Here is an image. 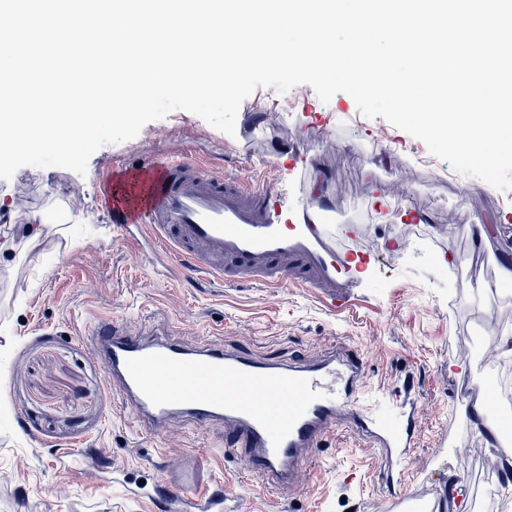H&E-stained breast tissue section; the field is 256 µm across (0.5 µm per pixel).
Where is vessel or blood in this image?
Masks as SVG:
<instances>
[{
	"mask_svg": "<svg viewBox=\"0 0 512 512\" xmlns=\"http://www.w3.org/2000/svg\"><path fill=\"white\" fill-rule=\"evenodd\" d=\"M112 220L122 232L147 231L171 277L205 274L266 288L292 284L319 292L331 308L348 306L360 283L354 250L340 244L318 207L288 204L281 191L220 172L195 157L129 159L104 182ZM94 351L120 382L141 422L180 411L202 426L223 424L226 443L261 487L290 482L304 449L319 447L343 413L373 448L409 446L419 428L413 411L353 412L363 387L361 357L340 349L288 365L208 346L128 335L112 321L92 330ZM167 512H223L224 496L169 491Z\"/></svg>",
	"mask_w": 512,
	"mask_h": 512,
	"instance_id": "vessel-or-blood-1",
	"label": "vessel or blood"
}]
</instances>
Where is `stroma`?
<instances>
[{
    "label": "stroma",
    "instance_id": "1",
    "mask_svg": "<svg viewBox=\"0 0 512 512\" xmlns=\"http://www.w3.org/2000/svg\"><path fill=\"white\" fill-rule=\"evenodd\" d=\"M307 159L291 174L287 151ZM189 152L328 207L338 239L356 238L362 286L353 304L330 310L310 288L272 289L189 275L167 278L149 241L131 244L104 203L103 177L133 157ZM447 162L387 120L362 115L347 93L322 101L300 84L286 93L257 88L241 104L234 135L176 110L128 141L90 157L85 174L59 167L18 169L0 179V512H163L133 494L132 482L161 476L178 491L220 484L238 512H512L497 475L503 453L487 447L471 408L512 388V362L479 371L475 325L492 350L512 332V294L500 266L512 262V190L469 177L467 192L438 180ZM48 221L37 247L21 233L33 212ZM490 239L473 265L470 230ZM470 290L458 288V281ZM112 319L131 334L170 335L189 350L214 344L283 363L336 348L358 349L366 374L362 405L391 413L401 376L420 429L394 491L376 449L339 421L305 454L299 484L260 490L224 449V428L169 416L160 435L127 409L91 349L90 324Z\"/></svg>",
    "mask_w": 512,
    "mask_h": 512
}]
</instances>
